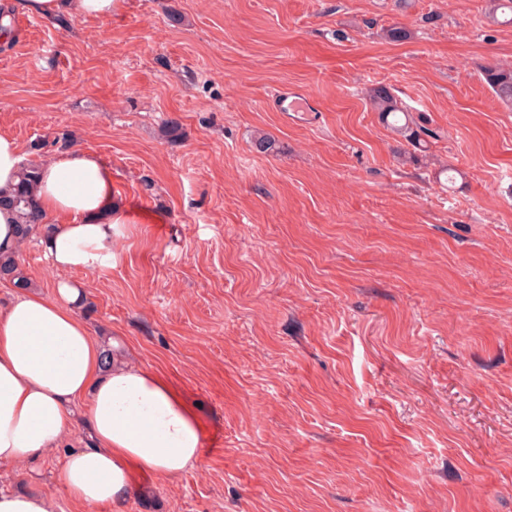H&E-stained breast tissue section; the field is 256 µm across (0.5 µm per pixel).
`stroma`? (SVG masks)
<instances>
[{
	"instance_id": "obj_1",
	"label": "stroma",
	"mask_w": 512,
	"mask_h": 512,
	"mask_svg": "<svg viewBox=\"0 0 512 512\" xmlns=\"http://www.w3.org/2000/svg\"><path fill=\"white\" fill-rule=\"evenodd\" d=\"M488 0H119L17 12L0 131L112 171L109 268L22 248L31 288L198 406L199 461L123 512H512V67ZM397 25L410 37L384 39ZM437 132L417 160L367 88ZM313 96L311 112L280 108ZM178 132H169L168 122ZM273 142L258 152L259 136ZM62 453L0 476L52 481ZM117 0H12L14 8L45 21L54 22L62 14L104 19L112 17ZM484 82L495 96L512 104V67L485 66L481 68Z\"/></svg>"
}]
</instances>
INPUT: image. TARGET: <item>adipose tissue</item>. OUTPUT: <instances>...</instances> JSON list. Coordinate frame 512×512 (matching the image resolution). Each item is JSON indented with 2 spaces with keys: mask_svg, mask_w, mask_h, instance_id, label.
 Listing matches in <instances>:
<instances>
[{
  "mask_svg": "<svg viewBox=\"0 0 512 512\" xmlns=\"http://www.w3.org/2000/svg\"><path fill=\"white\" fill-rule=\"evenodd\" d=\"M117 0H12L14 9L53 22L69 13L111 17ZM38 202L53 222L41 238L51 263L92 274L112 265L121 216L112 172L93 153L61 152L41 166ZM82 284L58 282L54 297L33 291L0 304V470L65 453L53 481L76 503L122 512L137 468L165 478L198 461L204 431L179 391L142 365L106 363L78 317ZM93 443L66 448L75 425ZM0 512H58L37 488H0Z\"/></svg>",
  "mask_w": 512,
  "mask_h": 512,
  "instance_id": "adipose-tissue-1",
  "label": "adipose tissue"
}]
</instances>
